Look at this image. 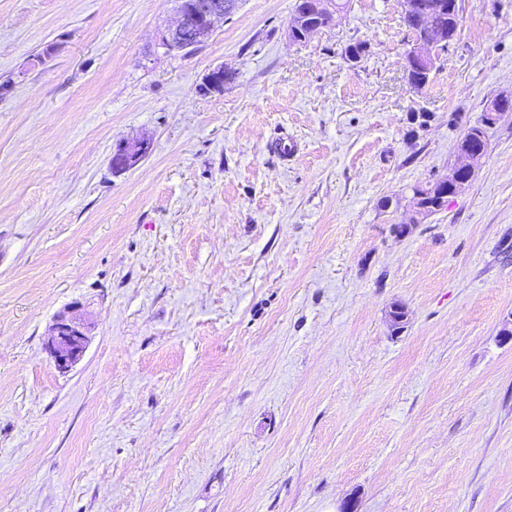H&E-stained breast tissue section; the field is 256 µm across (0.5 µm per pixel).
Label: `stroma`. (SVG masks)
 I'll return each instance as SVG.
<instances>
[{
	"mask_svg": "<svg viewBox=\"0 0 512 512\" xmlns=\"http://www.w3.org/2000/svg\"><path fill=\"white\" fill-rule=\"evenodd\" d=\"M294 3L183 54L175 0H0V512H512V117L414 195L512 97V0L421 88L401 0L304 42ZM497 102L498 104L491 107L492 112H487L486 117H484V123L490 128L494 127L503 118L509 115L511 116L510 108L512 110V105L510 106L506 100H498ZM497 109H503V112H494V110ZM482 116L475 125L469 127L466 135L459 144V148H462L466 142H474L481 138L486 139L488 137L489 127L481 123ZM487 151L488 141L480 140L459 155L458 163L452 174L450 191L448 192L445 190L440 194L439 203L441 206L444 204L448 196L456 193L460 188H462V186L470 181L475 167L483 160ZM149 144L145 141H123L115 145L112 166L129 169L138 165L148 154ZM77 307L74 305L69 315L58 316L51 328L48 350L59 370H66L78 362L86 349V326L75 313Z\"/></svg>",
	"mask_w": 512,
	"mask_h": 512,
	"instance_id": "35a3bbf8",
	"label": "stroma"
}]
</instances>
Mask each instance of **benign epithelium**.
<instances>
[{
  "label": "benign epithelium",
  "instance_id": "benign-epithelium-1",
  "mask_svg": "<svg viewBox=\"0 0 512 512\" xmlns=\"http://www.w3.org/2000/svg\"><path fill=\"white\" fill-rule=\"evenodd\" d=\"M238 0H178L176 23L167 28L162 35V43L170 52L188 54L203 46L212 36L215 23L230 15ZM404 13L419 20H427L432 14L433 5L421 0H403ZM316 12L324 15L326 23L312 22L300 13H293L289 30L305 41L322 29L330 26L337 14L335 0H315ZM438 33L427 40H418L411 50L410 59L425 66L426 70L434 67L437 47L446 42ZM512 114V105L504 100L493 106V111L486 113L484 123L494 127L500 120ZM488 151V142L480 140L459 155L454 168L450 190L440 194L439 203H444L448 196L456 193L470 181L475 167L483 160ZM149 153V144L145 141H123L115 145L112 153V166L129 169L138 165ZM77 307H72L69 315L58 316L51 328L48 350L56 367L66 370L83 356L86 345V326L79 315Z\"/></svg>",
  "mask_w": 512,
  "mask_h": 512
}]
</instances>
